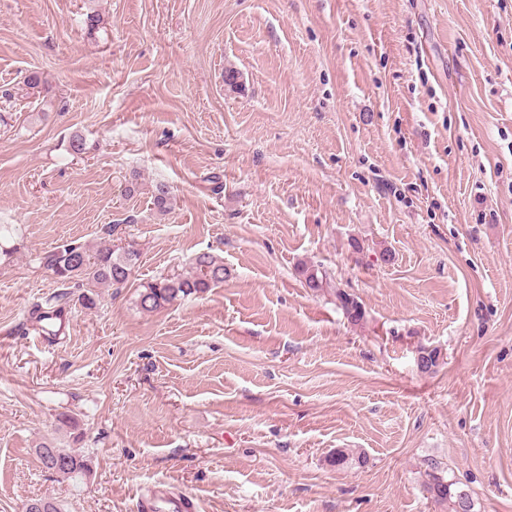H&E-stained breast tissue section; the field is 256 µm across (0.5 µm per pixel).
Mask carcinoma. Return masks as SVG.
Wrapping results in <instances>:
<instances>
[{"label":"carcinoma","instance_id":"carcinoma-1","mask_svg":"<svg viewBox=\"0 0 512 512\" xmlns=\"http://www.w3.org/2000/svg\"><path fill=\"white\" fill-rule=\"evenodd\" d=\"M172 195L167 186L160 184L154 192L153 205L162 215L171 209ZM138 260V252L128 248L115 253L109 246H101L92 255L81 245H65L45 257L46 269L62 283L76 278L90 288L100 285L116 286L126 284L131 277ZM301 274L305 286L317 292L323 288L324 276L319 270L306 265ZM224 282V261L210 252H201L191 259V272L186 275L166 276L141 284L139 294L140 307L154 312L173 304L181 297L208 291ZM336 306L346 316L348 322L357 324L364 316L361 304L345 290L338 288L334 292ZM36 454L47 472L59 476H72L88 470L87 460L80 454L58 446L47 439L36 448ZM425 486L430 498L437 504H446L450 512H461L462 504H467L466 512H473L474 503L459 482L446 479L433 467L425 473Z\"/></svg>","mask_w":512,"mask_h":512}]
</instances>
